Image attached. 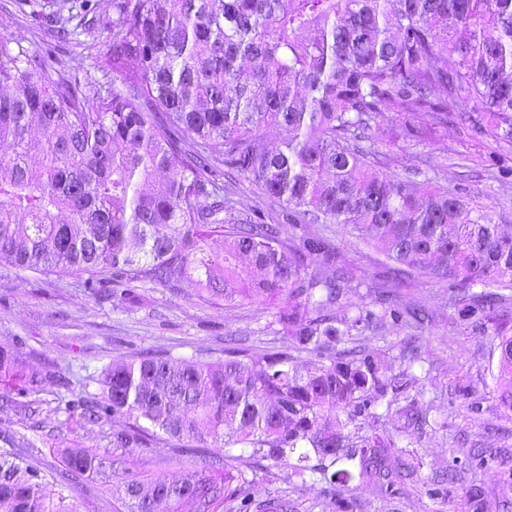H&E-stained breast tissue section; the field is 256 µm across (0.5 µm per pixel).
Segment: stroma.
Masks as SVG:
<instances>
[{"label":"stroma","instance_id":"35a3bbf8","mask_svg":"<svg viewBox=\"0 0 512 512\" xmlns=\"http://www.w3.org/2000/svg\"><path fill=\"white\" fill-rule=\"evenodd\" d=\"M45 27L38 12H18L13 0H0V36L34 48ZM495 143L452 131L427 146L402 149L400 164L443 165L449 184H464L477 205L491 206L495 220L512 231V180L499 179ZM74 276L36 277L0 268V345L11 348L31 365L56 363L62 371L81 373L116 356L153 348L187 359H218L224 340L235 336L255 354L280 345L281 335H258L275 321L285 300L266 305L244 300L224 307L200 299V290L186 281L171 290L146 284L138 288L133 307L99 306L85 296ZM405 304L423 305L432 318L422 362L413 366L422 376L448 426L423 434L409 446L398 441L389 466L406 477L392 487L350 482L335 499L323 497L319 486L288 477L284 468L263 462L256 468L249 492L264 499L289 490L301 512H472L471 492L490 501L512 498V418L499 403L491 376L498 357L492 337L460 328L448 318V292L420 279L400 290ZM111 424H80L57 411L39 433H32L12 413H0V448L7 442H33L29 453L43 470L59 466L62 448H101Z\"/></svg>","mask_w":512,"mask_h":512}]
</instances>
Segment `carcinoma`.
Masks as SVG:
<instances>
[{
  "mask_svg": "<svg viewBox=\"0 0 512 512\" xmlns=\"http://www.w3.org/2000/svg\"><path fill=\"white\" fill-rule=\"evenodd\" d=\"M45 6L40 51L0 36V267L75 274L115 306L136 303L138 283L190 279L210 303L285 298L288 339L217 361L139 351L82 377L68 420L125 424L103 448L58 449L62 468L48 474L0 448V512H76L71 492L94 469L112 512H297L286 490L246 491L244 468L262 460L325 496L356 479L392 484L396 438L410 444L445 420L411 372L420 347L400 353L396 373L388 350L364 341L402 320L430 325L421 306L399 310V288L418 278L448 288L450 319L498 338L491 375L512 413V235L441 165L397 173L381 150L460 126L512 148V0H111L110 53L55 80L44 70L60 48L91 49L82 37L101 3ZM268 127L276 149L262 142ZM333 225L382 257V275L345 265L325 234ZM361 288L367 301L351 313ZM50 386L70 392L73 380L0 347V408L32 431ZM164 438L177 441L167 462L178 477L121 470Z\"/></svg>",
  "mask_w": 512,
  "mask_h": 512,
  "instance_id": "cac0c4a2",
  "label": "carcinoma"
}]
</instances>
